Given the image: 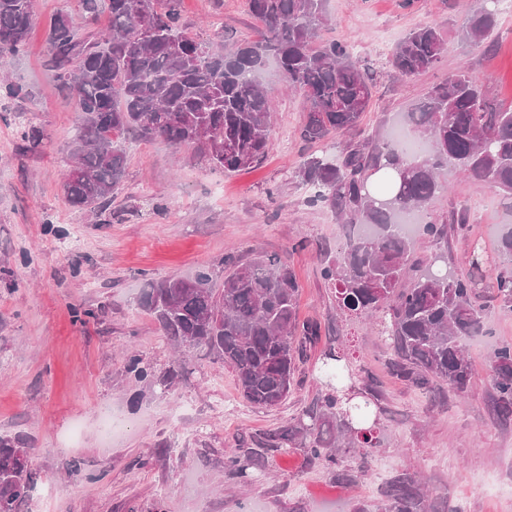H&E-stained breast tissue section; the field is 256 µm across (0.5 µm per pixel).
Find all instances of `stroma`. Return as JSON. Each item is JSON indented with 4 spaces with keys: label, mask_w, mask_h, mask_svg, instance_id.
<instances>
[{
    "label": "stroma",
    "mask_w": 512,
    "mask_h": 512,
    "mask_svg": "<svg viewBox=\"0 0 512 512\" xmlns=\"http://www.w3.org/2000/svg\"><path fill=\"white\" fill-rule=\"evenodd\" d=\"M479 5L326 0L329 36L350 40L355 58L376 75L372 106L346 141L365 132L388 137L428 87L461 68L512 106V15L498 14L491 48L459 38L467 11ZM181 12L190 33L227 49L263 32L246 0H182ZM61 13L82 37L109 26L104 12L87 19L80 0H36L27 48L0 56V80L23 90L16 99L0 97V433L23 440L38 487L54 489L42 512H352L356 503H373L384 479L401 471L442 492L440 512L452 502L467 512H512V422L494 415L488 379L495 344L512 342V312L492 316L489 343L467 344L473 378L466 395L444 385L427 393L390 373L376 330L341 310L321 277L323 256L344 229L328 208L308 204L294 171L303 155L333 144L299 139L303 99L285 89L272 65L260 78L272 111L260 165L227 174L195 147L130 140L126 177L110 204L72 209L61 177L71 163L77 102L60 88L46 42ZM429 24L447 42L442 62L417 77L399 76L387 64L392 48ZM22 123L40 130L36 149L20 140ZM446 180L451 190L432 210L444 217L469 209L468 236L448 238L461 272L469 266V236L492 248L512 227V200L454 172ZM259 252L288 260L301 285L299 315L321 326L299 366L300 387L278 408H256L240 398L231 368L195 352L187 373L162 391L157 379L173 349L139 305L144 290L201 270L219 284L224 255L245 261ZM339 338L378 381L383 447L369 474L338 484L296 449L268 455L250 483L229 479V453L253 446L322 391L314 368ZM132 357L149 378L128 372ZM73 461L80 475L69 473Z\"/></svg>",
    "instance_id": "35a3bbf8"
}]
</instances>
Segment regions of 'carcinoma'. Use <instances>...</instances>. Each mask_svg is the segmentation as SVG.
Returning <instances> with one entry per match:
<instances>
[{
  "instance_id": "cac0c4a2",
  "label": "carcinoma",
  "mask_w": 512,
  "mask_h": 512,
  "mask_svg": "<svg viewBox=\"0 0 512 512\" xmlns=\"http://www.w3.org/2000/svg\"><path fill=\"white\" fill-rule=\"evenodd\" d=\"M497 0H483L470 12L459 35L480 45L493 31ZM181 0H108L107 36H78L69 17L54 19L47 44L56 78L74 95L78 115L72 138L74 164L62 191L78 210L106 206L125 177V135L193 145L209 163L228 173L250 169L265 157L271 124L269 98L255 74L273 60L284 81L305 102L299 130L306 143L338 138L336 154L305 155L295 175L309 187L307 202L324 205L346 228L345 243L325 256L322 276L336 285L341 309L373 321L388 349L389 370L421 389L448 385L468 392L472 370L465 343L488 333L490 301L512 310V229L490 251L470 242L469 271L434 272L418 256L414 238L396 230L395 217L426 216L420 235L449 261L448 233L463 231L462 211L448 219L432 216V204L447 191L452 167L478 184L512 197V107L497 106L485 87L465 70L434 84L408 113L422 134L424 150L410 153L376 135L358 142L339 137L359 125L373 100L374 78L353 58L351 43L326 40L323 0H247L262 22L257 42L216 50L191 36L181 23ZM33 8L27 0H0V52L18 54L28 42ZM148 25L156 37L138 38ZM447 50L439 27L427 25L398 42L392 69L412 77L434 69ZM389 166L398 175L394 197L374 199L370 176ZM209 272L193 279L150 284L140 305L153 316L168 342L186 353L203 352L230 367L241 396L273 408L298 386L297 362L321 338L315 321L298 316L299 285L286 259L258 253L248 262L224 260L222 287ZM353 368L341 346L324 351L319 376L326 390L288 422L255 441L257 449L235 450L224 460L233 478L250 480L263 453L299 448L338 482L366 474L377 419L368 401H356L343 381ZM494 411L512 420V343L494 349L490 374ZM353 456L357 465L345 463ZM36 489L29 450L18 438L0 436V512H19ZM431 492L408 473L391 477L382 498L358 503L353 512H434Z\"/></svg>"
}]
</instances>
